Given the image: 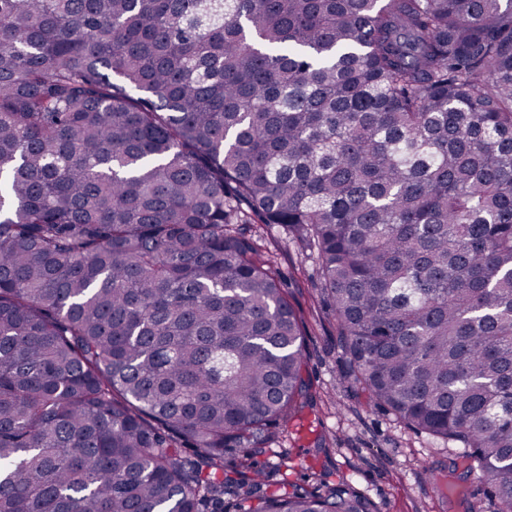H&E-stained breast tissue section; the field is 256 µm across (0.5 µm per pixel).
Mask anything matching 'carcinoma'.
<instances>
[{
  "label": "carcinoma",
  "instance_id": "1",
  "mask_svg": "<svg viewBox=\"0 0 512 512\" xmlns=\"http://www.w3.org/2000/svg\"><path fill=\"white\" fill-rule=\"evenodd\" d=\"M255 223L512 512V0H0V512H370L267 490L310 384Z\"/></svg>",
  "mask_w": 512,
  "mask_h": 512
}]
</instances>
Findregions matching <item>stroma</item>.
Wrapping results in <instances>:
<instances>
[{
  "label": "stroma",
  "mask_w": 512,
  "mask_h": 512,
  "mask_svg": "<svg viewBox=\"0 0 512 512\" xmlns=\"http://www.w3.org/2000/svg\"><path fill=\"white\" fill-rule=\"evenodd\" d=\"M252 233L272 251L281 284L303 322L305 377L313 394L299 419L268 432L270 452L260 462L271 489L291 482L309 490L311 472H339L372 512H461L429 478L451 469L454 454L353 395L344 382L346 356L309 251L278 227L256 224Z\"/></svg>",
  "instance_id": "35a3bbf8"
}]
</instances>
